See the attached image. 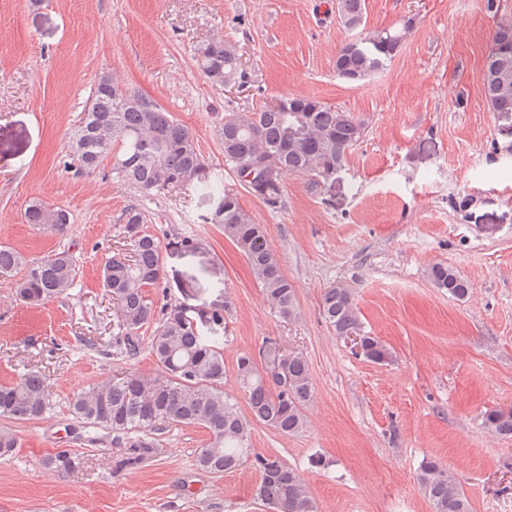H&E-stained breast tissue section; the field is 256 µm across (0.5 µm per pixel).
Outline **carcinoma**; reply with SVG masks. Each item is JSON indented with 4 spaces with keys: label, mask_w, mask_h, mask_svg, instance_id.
<instances>
[{
    "label": "carcinoma",
    "mask_w": 512,
    "mask_h": 512,
    "mask_svg": "<svg viewBox=\"0 0 512 512\" xmlns=\"http://www.w3.org/2000/svg\"><path fill=\"white\" fill-rule=\"evenodd\" d=\"M366 0H336V12L349 31L359 38L336 53V76L347 83L374 77L405 39L409 27L365 31ZM389 42L390 53L373 50L374 42ZM197 62L211 83L227 86L242 82L236 46L222 38L198 45ZM479 81L494 115L512 122V18L496 23L492 46L484 57ZM367 123L352 112L315 98L280 99L256 112L230 113L218 129L224 146V168L244 189L271 209L283 205L284 182L290 175H305L319 187L336 180L348 151L362 139ZM112 164V177L145 195L193 185L215 198L209 223L218 224L246 259L261 285L270 309L278 316L298 317L296 290L284 274L263 225L244 209L239 189L227 188L213 178L196 138L183 124L153 100L102 73L79 125L70 134L66 167L83 174ZM25 221L43 230L63 233L69 224L66 210L44 201L32 202ZM126 243L108 256L101 270L105 291L117 307L118 326L128 353L136 354L138 332L153 327L150 348L156 373L125 371L111 380L74 395L72 416L81 424L125 436L124 451L112 461V472L139 467L158 454L151 432L163 423L200 425L210 433L209 442L197 450V465L221 475L249 465L261 473L255 498L273 512H316V504L296 469L278 457L253 448L252 432L262 423L284 435H297L306 423L305 409L314 398V384L307 359L266 339L258 352H243L236 360V379L247 411L224 391V342L229 305L216 308L198 320L177 305L156 310L149 289L160 285L164 270L161 243L144 227L145 213L135 205L118 219ZM0 275L16 278L15 294L37 306L72 285L73 256L66 250L29 260L8 246H0ZM431 284L460 299L469 282L448 264L428 269ZM320 314L340 337L348 332L363 336L360 357L388 362L385 345L366 331L351 289L338 283L323 291ZM277 371L269 378L268 369ZM51 408L48 380L28 371L16 382L0 384V419L37 420ZM482 426L503 437H512V406L493 407L482 414ZM43 464L64 477L79 469L82 457L58 451ZM417 482L432 512H471L459 477L440 461L427 458L420 465Z\"/></svg>",
    "instance_id": "carcinoma-1"
}]
</instances>
